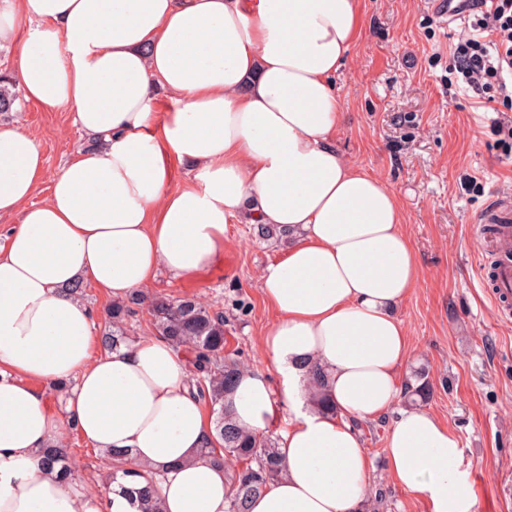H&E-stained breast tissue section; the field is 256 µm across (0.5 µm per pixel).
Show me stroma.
<instances>
[{
    "instance_id": "obj_1",
    "label": "stroma",
    "mask_w": 512,
    "mask_h": 512,
    "mask_svg": "<svg viewBox=\"0 0 512 512\" xmlns=\"http://www.w3.org/2000/svg\"><path fill=\"white\" fill-rule=\"evenodd\" d=\"M363 26L336 89L347 123L336 142L346 158L389 182L406 213L422 278L398 314L410 357L403 383L424 373L425 409L458 437L470 473L475 512H512L500 485L512 475V304H497L483 285L492 257L481 222L492 205H512V101L488 107L449 85L452 47L468 18L450 20L434 0H357ZM9 121L34 135L53 179L83 142L69 112L17 100ZM41 185L39 198L49 187ZM288 248L237 222L224 232V253L191 277L159 271L151 292L204 299L222 311L226 351L242 367L262 369L264 330L276 315L258 287L268 263ZM390 416L358 425L375 467L371 492L379 512H430L427 500L396 485L384 466Z\"/></svg>"
}]
</instances>
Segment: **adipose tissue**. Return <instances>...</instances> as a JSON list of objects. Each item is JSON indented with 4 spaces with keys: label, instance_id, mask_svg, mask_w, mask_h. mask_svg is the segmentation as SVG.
Here are the masks:
<instances>
[{
    "label": "adipose tissue",
    "instance_id": "1",
    "mask_svg": "<svg viewBox=\"0 0 512 512\" xmlns=\"http://www.w3.org/2000/svg\"><path fill=\"white\" fill-rule=\"evenodd\" d=\"M25 30H18V20ZM356 0H0V43L26 100L71 112L86 145L34 203L37 139L0 122V512H132L116 485L43 467L75 425L92 448L160 475L166 512H225L222 466L199 458L213 416L162 338L103 349L76 286L115 301L159 269L189 276L239 216L290 237L259 287L277 318L266 369L226 397L234 421L276 434L285 476L249 512H360L374 469L356 420L400 393L409 342L398 308L421 277L393 187L336 145L337 72L360 37ZM174 104L158 112V96ZM192 177L170 189V160ZM334 412L310 403L309 363ZM74 380L63 410L49 395ZM457 436L431 412L393 420L385 469L430 512H473Z\"/></svg>",
    "mask_w": 512,
    "mask_h": 512
}]
</instances>
